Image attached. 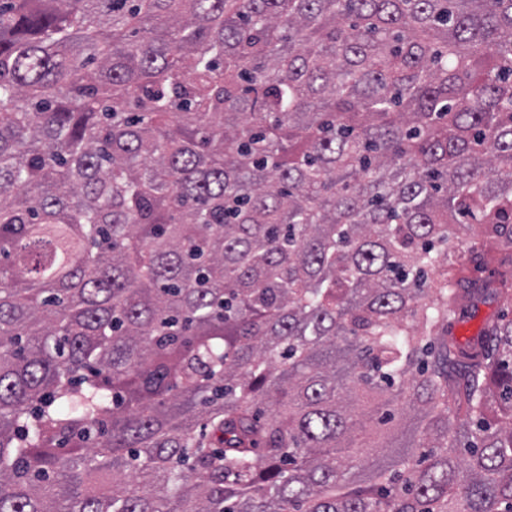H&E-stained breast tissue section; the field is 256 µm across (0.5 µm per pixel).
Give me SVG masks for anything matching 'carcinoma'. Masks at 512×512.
Segmentation results:
<instances>
[{
	"label": "carcinoma",
	"mask_w": 512,
	"mask_h": 512,
	"mask_svg": "<svg viewBox=\"0 0 512 512\" xmlns=\"http://www.w3.org/2000/svg\"><path fill=\"white\" fill-rule=\"evenodd\" d=\"M473 224L512 0H0V512H512ZM500 314L501 308L497 302L478 303L476 307H469L455 323L453 336L460 342L468 341L478 336L486 325L496 322Z\"/></svg>",
	"instance_id": "1"
}]
</instances>
